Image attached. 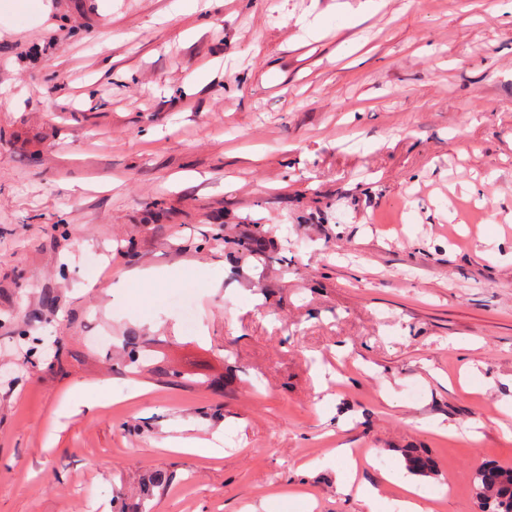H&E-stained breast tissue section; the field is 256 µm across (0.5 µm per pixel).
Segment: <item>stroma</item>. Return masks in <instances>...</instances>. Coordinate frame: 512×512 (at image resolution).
I'll return each instance as SVG.
<instances>
[{"instance_id":"1","label":"stroma","mask_w":512,"mask_h":512,"mask_svg":"<svg viewBox=\"0 0 512 512\" xmlns=\"http://www.w3.org/2000/svg\"><path fill=\"white\" fill-rule=\"evenodd\" d=\"M509 3L0 0V512H393L407 448L432 512H478L512 467ZM146 351L143 341L138 336H127L124 339V362L127 366L135 367L139 372L142 371L146 366L143 362L147 361L148 358H144ZM329 455L331 457L336 456V458L342 457L347 462V468L344 473L345 482H343V484L339 486V490L343 494L348 495L351 491L352 484L356 479V474L358 470L356 461L352 457V451L350 448H347L346 445H341L338 448H333ZM472 483L480 512H512V469L482 464L474 471Z\"/></svg>"}]
</instances>
